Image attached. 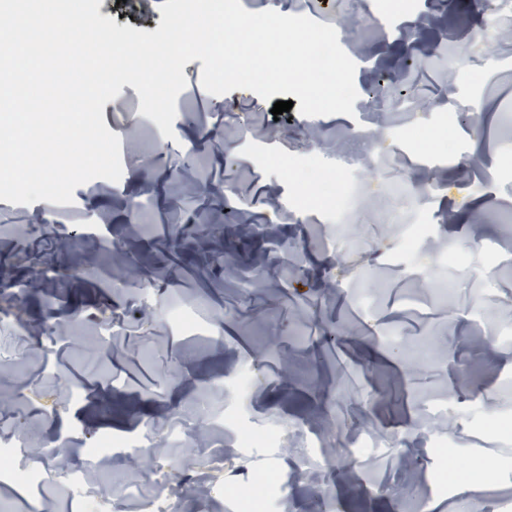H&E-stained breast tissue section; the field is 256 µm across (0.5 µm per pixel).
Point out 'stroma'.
<instances>
[{
    "mask_svg": "<svg viewBox=\"0 0 512 512\" xmlns=\"http://www.w3.org/2000/svg\"><path fill=\"white\" fill-rule=\"evenodd\" d=\"M112 2L99 11L116 25L158 29L162 0L119 11ZM387 2L241 0L251 12L353 20V32L337 35L356 65L354 113L319 121L315 146L297 110L276 117L272 101L253 92L210 94L194 60L183 68L173 138L140 114L131 85L104 105L106 127L122 139L137 134L138 150L122 153L119 181L102 180L94 194L75 189L86 208L0 200V271L22 282L31 264L58 270L21 299H0V438L64 443L73 451L56 464L64 473L98 436H136L141 421H153L154 450L100 471L109 485L168 467L167 424L196 419L207 389L255 424L299 420L282 447L249 451L253 470L271 467L283 478L287 512H321L325 493L333 512H424L432 502L435 512H496L497 499L512 496V467L490 471L482 495L442 491L444 458L420 429L423 411L441 404L463 457L512 459V443L481 428L512 408L503 384L512 378V340L498 334L512 308V40L500 37L512 32V17H477L469 0H409L384 25L367 20ZM406 59L418 64L406 94L423 110L413 130L397 113L369 108V89ZM237 113L259 136H237ZM382 140L399 144L391 167L363 166L350 178L380 188L408 175L434 186L409 213L410 223L431 228L422 245L435 258L429 267L415 262L406 227L388 224L383 197L354 207L343 227L297 175ZM430 143L446 155L429 156ZM331 238L359 282L346 285L328 260L322 243ZM390 254L399 270L379 280L376 265ZM146 270L151 283L132 297L125 281ZM437 282L453 284V304L434 291ZM172 299L198 300L209 340L170 319ZM101 323L121 335L119 346L92 342ZM300 330L334 332L330 354L317 355L297 339ZM247 372L256 384L243 394L235 382ZM367 426L382 438V454L351 457ZM321 433L326 459L298 471L301 446ZM38 506L75 512L72 487L45 485L34 501L25 487L0 484V512Z\"/></svg>",
    "mask_w": 512,
    "mask_h": 512,
    "instance_id": "stroma-1",
    "label": "stroma"
}]
</instances>
